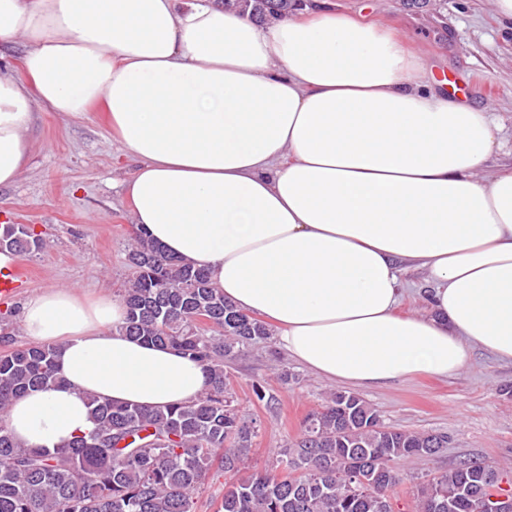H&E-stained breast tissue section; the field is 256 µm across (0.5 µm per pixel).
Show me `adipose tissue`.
Returning a JSON list of instances; mask_svg holds the SVG:
<instances>
[{"instance_id":"adipose-tissue-1","label":"adipose tissue","mask_w":512,"mask_h":512,"mask_svg":"<svg viewBox=\"0 0 512 512\" xmlns=\"http://www.w3.org/2000/svg\"><path fill=\"white\" fill-rule=\"evenodd\" d=\"M22 46V73L5 51ZM394 29L314 0L258 24L220 0H0V186L29 166L40 113L104 104L132 224L205 269L314 375L359 388L448 376L473 348L512 363V165L493 109L426 81ZM429 309L402 315L403 271ZM121 300L33 292L24 335L61 383L0 414L55 451L94 423V394L147 409L205 391L199 361L120 329Z\"/></svg>"}]
</instances>
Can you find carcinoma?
<instances>
[{
  "instance_id": "1",
  "label": "carcinoma",
  "mask_w": 512,
  "mask_h": 512,
  "mask_svg": "<svg viewBox=\"0 0 512 512\" xmlns=\"http://www.w3.org/2000/svg\"><path fill=\"white\" fill-rule=\"evenodd\" d=\"M258 22L300 11V0H221ZM128 253L120 330L167 344L201 362L208 389L195 402L147 410L90 397L95 427L52 455L18 446L0 424V512H197L212 469L246 468L256 422L233 405L224 361L270 339L261 320L238 310L208 274L138 231ZM44 239L31 224L0 228V250L26 255ZM58 381L52 348L19 345L0 319V412L27 391ZM447 436L384 425L362 397L334 393L308 415L302 436L270 468L224 485L217 512H395L388 494L404 459L429 458ZM500 474L464 461L419 483L414 512H494Z\"/></svg>"
}]
</instances>
